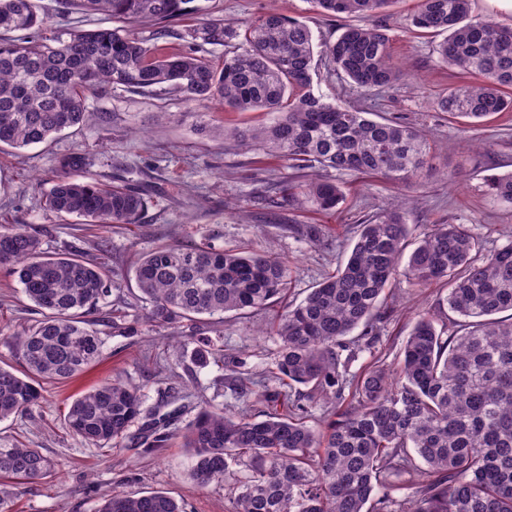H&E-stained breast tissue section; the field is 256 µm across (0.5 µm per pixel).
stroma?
Instances as JSON below:
<instances>
[{"instance_id": "35a3bbf8", "label": "stroma", "mask_w": 512, "mask_h": 512, "mask_svg": "<svg viewBox=\"0 0 512 512\" xmlns=\"http://www.w3.org/2000/svg\"><path fill=\"white\" fill-rule=\"evenodd\" d=\"M205 16L243 27L274 9L304 21L316 42H332L353 16L328 18L308 0H201ZM417 0H396L379 21L386 26L393 58L403 66L401 79L373 92L357 89L325 58H317L313 89L367 112L403 122L424 133L431 153L416 185H394L381 178L328 170L343 187L340 209L327 214L282 199L271 200L268 186L286 181L292 172L279 158L255 151L235 139L237 131L266 124L264 112H234L216 104L192 105L164 90L140 94L120 89L90 95L86 119L78 129L21 150L0 148V224H15L38 235L44 251L76 252L127 272L133 261L161 244L212 242L227 249L267 250L287 256L290 300L300 301L335 270L353 244L358 226L390 198L414 197L407 223L411 238L434 224H462L485 249L512 242V205L488 192L490 178L512 172V112L479 126L449 120L436 102L458 81L455 68L439 63L438 37L412 30ZM80 149L104 183L150 189L139 223L103 231L82 218L48 210L43 191L60 172L47 159ZM322 230L311 242L302 226ZM108 249H97L100 239ZM445 287L415 286L409 279L392 289L394 312L381 329L377 351L394 361L419 311L446 296ZM99 325L103 355L79 378L47 384L29 415L0 422V445L24 444L56 464L53 476L14 489L12 512H97L113 492L166 491L183 501L186 512H225L227 486L198 487L191 477L193 460L180 443L146 453L131 443L98 448L69 434L63 424L70 402L100 381L121 374L140 390L145 412L177 409L171 387L184 388L191 402L207 401L230 412L241 406L228 388L230 371L223 360L207 366L194 361L192 346H178L167 330L138 324L129 336L113 328L109 305H101ZM280 306L224 316L225 351H245L257 371L270 367L274 341L260 335L280 313ZM42 317L20 292L16 276L0 271V362L21 368L13 335Z\"/></svg>"}]
</instances>
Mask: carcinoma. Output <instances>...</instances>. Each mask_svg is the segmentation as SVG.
I'll list each match as a JSON object with an SVG mask.
<instances>
[{"instance_id":"carcinoma-1","label":"carcinoma","mask_w":512,"mask_h":512,"mask_svg":"<svg viewBox=\"0 0 512 512\" xmlns=\"http://www.w3.org/2000/svg\"><path fill=\"white\" fill-rule=\"evenodd\" d=\"M328 16L355 15L321 53L365 90L397 81L401 66L376 20L390 0H309ZM101 13L155 28L165 37L196 17V0H59V7ZM411 24L443 36L441 62L462 80L438 108L476 126L512 111V28L472 15L471 0H418ZM35 0H0V146L45 143L85 118L88 96L122 88L148 93L166 86L187 103L218 100L238 112L264 111L269 124L239 134L244 144L286 161L299 173L333 169L411 184L428 163L427 139L411 126L381 121L313 91L315 44L304 22L268 11L239 31L220 20L192 29L191 46L162 53L125 30L74 28L69 37L26 36L44 30ZM224 46L217 65L204 46ZM69 177L48 190L46 205L90 224H134L143 193L102 184L84 153L48 160ZM488 191L512 205V173L493 178ZM282 197L334 212L344 200L329 178L290 180ZM403 205H388L360 224L350 253L300 302L283 307L270 326L277 349L270 379L294 389L285 395L254 381L245 357L228 358L235 390L263 410L228 414L202 403L184 428L143 424L136 445L160 449L174 437L193 457L201 488L234 480L230 512H512V244L487 251L463 224H435L409 246ZM0 266L42 311L37 324L16 333L23 369L0 366V421L28 413L45 381L64 383L99 361V304L123 294L122 276L74 253L49 255L35 235L0 224ZM405 277L420 286L445 282L438 308L421 312L397 360L375 357L358 374L350 364L372 348L392 308L387 288ZM145 319L177 338L191 337L197 363L220 352L199 325L206 316L268 308L290 291L288 257L226 249L212 243L160 245L132 271ZM333 405L309 424V408ZM142 402L121 376L73 399L67 430L103 448L131 438ZM240 463L235 474L231 464ZM38 448L0 447V512H11L9 486L52 475ZM402 483L395 485L391 478ZM404 491L403 496L394 495ZM97 512H184L163 491L117 493Z\"/></svg>"}]
</instances>
